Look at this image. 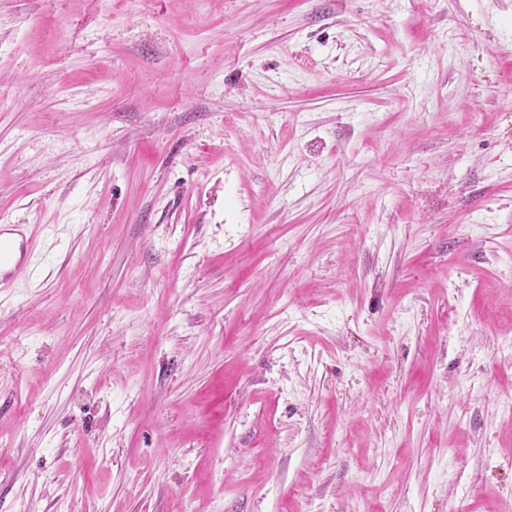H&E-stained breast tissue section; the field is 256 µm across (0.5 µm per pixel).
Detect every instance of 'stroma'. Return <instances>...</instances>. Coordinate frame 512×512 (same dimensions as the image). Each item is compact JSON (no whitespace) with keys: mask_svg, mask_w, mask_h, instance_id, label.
Returning <instances> with one entry per match:
<instances>
[{"mask_svg":"<svg viewBox=\"0 0 512 512\" xmlns=\"http://www.w3.org/2000/svg\"><path fill=\"white\" fill-rule=\"evenodd\" d=\"M0 512H512V0H0ZM36 240L35 227L0 224V286L9 282L16 271L28 265Z\"/></svg>","mask_w":512,"mask_h":512,"instance_id":"stroma-1","label":"stroma"}]
</instances>
